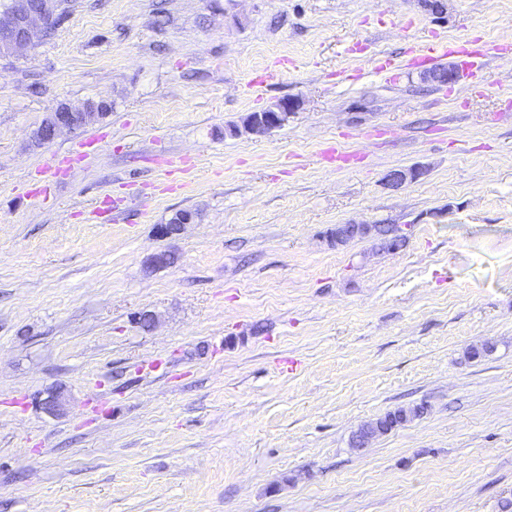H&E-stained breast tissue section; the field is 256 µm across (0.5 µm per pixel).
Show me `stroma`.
I'll return each mask as SVG.
<instances>
[{
	"label": "stroma",
	"mask_w": 512,
	"mask_h": 512,
	"mask_svg": "<svg viewBox=\"0 0 512 512\" xmlns=\"http://www.w3.org/2000/svg\"><path fill=\"white\" fill-rule=\"evenodd\" d=\"M467 34L491 49L484 95L410 65ZM507 42L512 0L439 17L419 0H71L0 58V512H500ZM377 54L396 70L374 72ZM286 97L282 127L242 131ZM90 100L108 113L33 145L46 112ZM334 142L361 162L327 164ZM410 167L422 177L385 185ZM105 196L118 211L97 213ZM181 211L194 223L159 238ZM347 223L407 241L330 243ZM168 248L176 263L148 268ZM401 406L423 412L351 447Z\"/></svg>",
	"instance_id": "stroma-1"
}]
</instances>
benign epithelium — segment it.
Returning <instances> with one entry per match:
<instances>
[{"instance_id": "benign-epithelium-1", "label": "benign epithelium", "mask_w": 512, "mask_h": 512, "mask_svg": "<svg viewBox=\"0 0 512 512\" xmlns=\"http://www.w3.org/2000/svg\"><path fill=\"white\" fill-rule=\"evenodd\" d=\"M54 0H9V6L0 11V49L16 54L25 51L36 38L37 28L45 26L52 18ZM94 102L86 103L83 108L61 105L46 114L34 133L36 141L49 143L62 131H73L96 120L101 113L92 112ZM299 103L284 99L261 112L251 114L245 121V129L253 135L263 136L282 127L288 115L295 111ZM422 175L421 169L392 170L385 176L386 185L400 188L404 184L416 181ZM370 224H341L330 233L336 244L343 245L353 237L365 238L372 234Z\"/></svg>"}]
</instances>
